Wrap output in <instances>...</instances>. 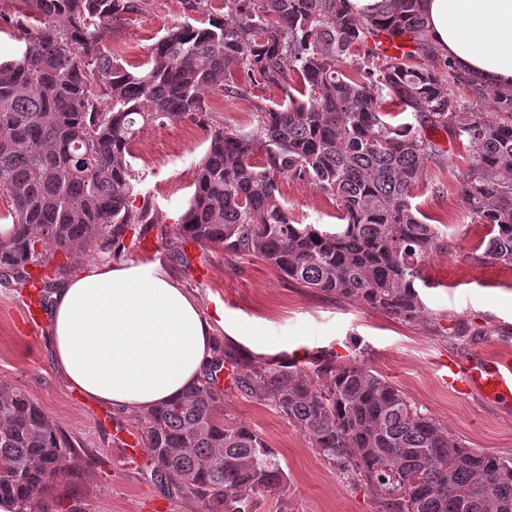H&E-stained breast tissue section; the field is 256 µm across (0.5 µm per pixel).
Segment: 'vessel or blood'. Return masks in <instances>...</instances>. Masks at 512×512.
Segmentation results:
<instances>
[{"label": "vessel or blood", "instance_id": "vessel-or-blood-1", "mask_svg": "<svg viewBox=\"0 0 512 512\" xmlns=\"http://www.w3.org/2000/svg\"><path fill=\"white\" fill-rule=\"evenodd\" d=\"M448 383L462 394H474L512 413V360L481 353L447 362Z\"/></svg>", "mask_w": 512, "mask_h": 512}]
</instances>
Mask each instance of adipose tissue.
I'll list each match as a JSON object with an SVG mask.
<instances>
[{"label": "adipose tissue", "mask_w": 512, "mask_h": 512, "mask_svg": "<svg viewBox=\"0 0 512 512\" xmlns=\"http://www.w3.org/2000/svg\"><path fill=\"white\" fill-rule=\"evenodd\" d=\"M425 32L459 70L512 87V0H420ZM59 372L87 396L140 412L176 399L215 357L196 301L155 264L88 265L52 294Z\"/></svg>", "instance_id": "obj_1"}]
</instances>
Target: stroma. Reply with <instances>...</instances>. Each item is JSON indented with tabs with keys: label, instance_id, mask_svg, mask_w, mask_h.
<instances>
[{
	"label": "stroma",
	"instance_id": "1",
	"mask_svg": "<svg viewBox=\"0 0 512 512\" xmlns=\"http://www.w3.org/2000/svg\"><path fill=\"white\" fill-rule=\"evenodd\" d=\"M179 0H139L112 28L110 45L127 68L145 60L169 26L182 21ZM272 87H256L247 98L209 94L213 115L231 125L246 123L254 101L278 99ZM204 128L176 123L149 127L131 144L135 190L149 197L158 222L146 237L130 241L125 258L160 262L164 270L211 316L216 343L243 373L270 361L306 351L299 362L330 354L343 364L365 361L422 411L431 414L467 447L512 457V415L474 395L445 384L436 366L451 356L480 351L512 353V269L482 256L486 225L464 220L454 170L438 160L424 163L413 202L430 218L447 224L444 252L427 255L417 289L425 318L406 322L354 300L302 287L264 261L218 248H193L191 265L172 258L184 244L174 233L192 193L196 167L206 147ZM281 197L291 213L308 224L335 227L338 205L315 186L280 178ZM29 290L0 277V383L28 392L73 442L67 475L59 483L53 512H206L197 496L156 482L149 456L126 461L112 441V423L137 426L135 414L106 406L67 384L51 355L49 329L33 328L19 304ZM223 317H216V310ZM467 335H459L457 323ZM224 415L241 421L274 448L289 475L285 495L260 497L253 512H376L371 490L333 473L282 414L249 391L228 386Z\"/></svg>",
	"mask_w": 512,
	"mask_h": 512
}]
</instances>
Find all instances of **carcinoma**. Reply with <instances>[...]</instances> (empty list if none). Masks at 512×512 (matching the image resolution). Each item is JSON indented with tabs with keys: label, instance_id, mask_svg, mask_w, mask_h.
I'll list each match as a JSON object with an SVG mask.
<instances>
[{
	"label": "carcinoma",
	"instance_id": "cac0c4a2",
	"mask_svg": "<svg viewBox=\"0 0 512 512\" xmlns=\"http://www.w3.org/2000/svg\"><path fill=\"white\" fill-rule=\"evenodd\" d=\"M20 2L0 16L23 42L0 62V196L13 224L0 276L32 284V269L62 252L68 263L40 279L41 301L70 261L118 256L127 232L140 238L157 223L151 201L134 205L129 147L165 122L207 131L174 229L186 242L259 258L306 288L415 321L425 313L423 258L448 250V232L412 203L424 161L439 153L431 129L467 143L466 217L489 226L482 255L512 267V88H491L446 58L415 65L435 55L419 0H389L375 16L345 0H180L184 20L135 71L109 40L136 0ZM383 32L410 37L412 50L380 55L369 43ZM258 86L279 90L281 102L253 103L244 125L207 109L211 92L246 97ZM459 86L482 108L463 105ZM388 99L412 121L390 123ZM285 176L336 200L335 230L293 216L279 192ZM226 370L216 355L197 384L140 413V433L157 481L209 512H249L255 498L285 494L288 473L257 432L224 418ZM235 382L272 403L332 471L368 486L378 512H512V459L464 446L365 363L320 359L308 376L283 363ZM74 453L25 391L0 384V505L52 512Z\"/></svg>",
	"mask_w": 512,
	"mask_h": 512
}]
</instances>
